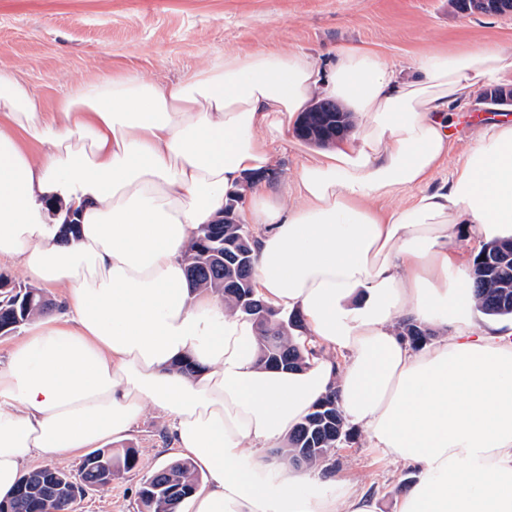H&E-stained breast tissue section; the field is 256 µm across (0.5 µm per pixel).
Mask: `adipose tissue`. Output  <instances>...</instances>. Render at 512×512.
<instances>
[{"label":"adipose tissue","instance_id":"ef3b65f1","mask_svg":"<svg viewBox=\"0 0 512 512\" xmlns=\"http://www.w3.org/2000/svg\"><path fill=\"white\" fill-rule=\"evenodd\" d=\"M512 81V53L424 54L395 67L360 47L331 74L305 55L227 54L174 82L129 72L82 84L53 109L0 69V259L65 310L32 321L0 366V497L35 455L76 454L125 437L145 407L171 420L178 454L209 477L182 512H377L320 474L264 458L335 391L372 447L410 470L396 512H512V332L472 318L458 225L480 243L512 236V124L481 142L433 191L451 108ZM346 102L360 132L318 152L273 202L251 173L275 164L313 92ZM418 188L405 207L377 202ZM247 198L253 283L300 312L330 349L297 371L264 368L257 329L190 292L185 255L229 194ZM64 224L81 227L61 241ZM433 329L419 346L395 321ZM192 357L201 370L176 368Z\"/></svg>","mask_w":512,"mask_h":512}]
</instances>
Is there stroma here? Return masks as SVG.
I'll list each match as a JSON object with an SVG mask.
<instances>
[{"mask_svg":"<svg viewBox=\"0 0 512 512\" xmlns=\"http://www.w3.org/2000/svg\"><path fill=\"white\" fill-rule=\"evenodd\" d=\"M353 44L396 66L431 51L512 49V14H464L452 0H0V68L14 71L49 108L106 73L134 71L164 84L224 54L262 47L311 56L327 72ZM491 117L483 100L449 112L451 148L430 188L478 144ZM316 150L301 139L278 148V176L267 184L272 199L297 205L292 181ZM120 445L138 451V470L86 494L76 512H140L143 475L177 458L171 424L157 409H147ZM324 467L373 491L379 512H395L397 488L410 477L362 433L339 444Z\"/></svg>","mask_w":512,"mask_h":512,"instance_id":"obj_1","label":"stroma"}]
</instances>
